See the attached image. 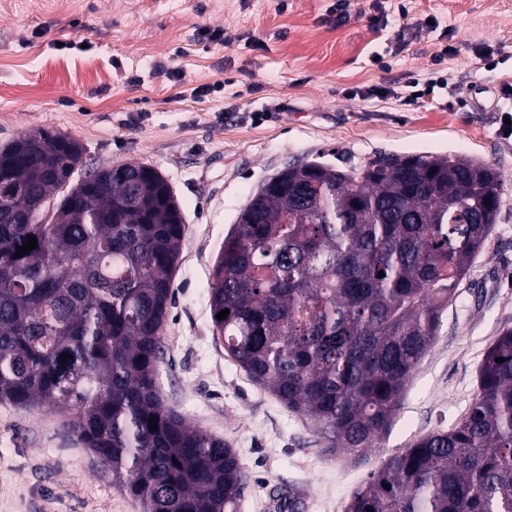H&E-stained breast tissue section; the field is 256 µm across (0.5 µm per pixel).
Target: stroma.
Here are the masks:
<instances>
[{
  "mask_svg": "<svg viewBox=\"0 0 512 512\" xmlns=\"http://www.w3.org/2000/svg\"><path fill=\"white\" fill-rule=\"evenodd\" d=\"M334 0H0V146L38 128L87 149L75 170L142 162L169 181L187 229L173 275L158 384L189 422L223 438L248 475L239 512H345L395 451L453 426L478 393L488 348L512 329V135L495 105L512 85V0H388L387 24L339 26ZM434 19L438 28L426 27ZM203 28L219 29L218 41ZM405 38L399 55L391 44ZM450 44L441 65L431 56ZM498 66L485 71L480 49ZM386 56L379 69L373 55ZM179 78H172L170 70ZM438 70L453 108L343 96ZM213 86L207 96L195 87ZM266 110L253 122L250 114ZM457 155L502 175L501 213L456 290L390 429L361 455L332 454L309 421L255 384L210 317L215 260L258 186L292 163L348 170L381 154ZM61 408L0 403V512H142L94 471Z\"/></svg>",
  "mask_w": 512,
  "mask_h": 512,
  "instance_id": "35a3bbf8",
  "label": "stroma"
}]
</instances>
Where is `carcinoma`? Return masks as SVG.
<instances>
[{"instance_id":"cac0c4a2","label":"carcinoma","mask_w":512,"mask_h":512,"mask_svg":"<svg viewBox=\"0 0 512 512\" xmlns=\"http://www.w3.org/2000/svg\"><path fill=\"white\" fill-rule=\"evenodd\" d=\"M84 155L41 128L0 147V403L74 410L92 466L143 512H237L236 452L157 387L181 205L145 163L71 183ZM500 187L492 165L451 156L274 174L213 268L224 351L328 450L372 447L486 246ZM30 235L36 248L14 257ZM346 512H512V329L489 347L468 412L390 455Z\"/></svg>"}]
</instances>
